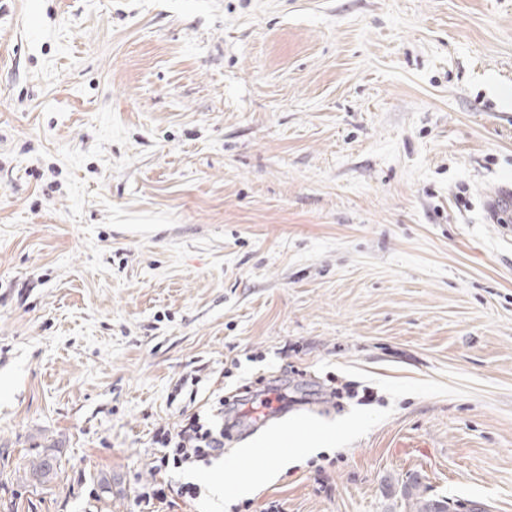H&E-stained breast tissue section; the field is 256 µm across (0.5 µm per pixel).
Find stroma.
I'll return each instance as SVG.
<instances>
[{
	"mask_svg": "<svg viewBox=\"0 0 512 512\" xmlns=\"http://www.w3.org/2000/svg\"><path fill=\"white\" fill-rule=\"evenodd\" d=\"M510 182L512 0H0V512H139L256 379L158 512H512ZM286 421L327 447L212 493ZM485 211L491 224L512 223V183L501 185L495 194L485 201ZM214 393L204 404L207 408L203 415L198 410L182 412L175 425L160 424L154 429L152 444L160 448L152 462L156 474L224 455V392ZM240 459V458H239ZM239 459L225 464L224 466V485L228 481H234L240 490H247L250 486L256 483L260 474L257 472H252L251 474L242 473L241 464ZM200 494L201 489L196 483L177 482L173 484L172 480L162 479V481L149 486L147 491L140 493V505L143 504V509H150L149 506L153 505L155 501L163 503L172 501L173 498L193 501L200 497ZM424 492L415 479L403 485L401 495L409 512H448V502L429 498Z\"/></svg>",
	"mask_w": 512,
	"mask_h": 512,
	"instance_id": "1",
	"label": "stroma"
}]
</instances>
